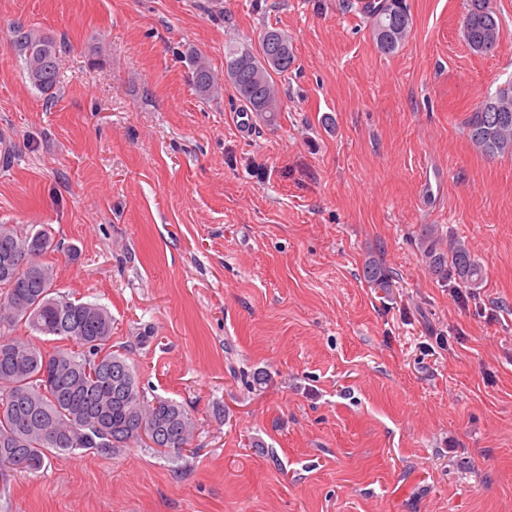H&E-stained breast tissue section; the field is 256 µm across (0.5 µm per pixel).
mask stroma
Returning <instances> with one entry per match:
<instances>
[{
    "instance_id": "35a3bbf8",
    "label": "stroma",
    "mask_w": 512,
    "mask_h": 512,
    "mask_svg": "<svg viewBox=\"0 0 512 512\" xmlns=\"http://www.w3.org/2000/svg\"><path fill=\"white\" fill-rule=\"evenodd\" d=\"M408 2L386 55L357 0H0V224L51 233L58 291L105 306L147 395L197 425L178 453L11 472L0 512H512V156L464 126L512 81V0L490 55L466 0ZM15 22L62 44L54 102ZM266 27L295 66L242 136L184 56L223 73ZM430 224L483 267L463 301L425 263ZM363 276L368 283L379 288L389 287L393 278L392 272L376 260H368L365 263Z\"/></svg>"
}]
</instances>
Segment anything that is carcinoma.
<instances>
[{
	"label": "carcinoma",
	"instance_id": "cac0c4a2",
	"mask_svg": "<svg viewBox=\"0 0 512 512\" xmlns=\"http://www.w3.org/2000/svg\"><path fill=\"white\" fill-rule=\"evenodd\" d=\"M372 37L384 53L396 51L410 36L412 17L406 0H375L367 10ZM500 20L490 0H467L463 37L478 54L499 45ZM283 50L282 61L269 59L266 43ZM11 45L23 62L29 83L44 99H55L59 85L61 43L34 26L13 27ZM291 40L266 28L258 48L243 46L225 56V74L236 96L264 122H276L280 95L273 75L292 69ZM193 84L202 97L218 93V77L205 57L190 56ZM467 135L481 154L512 156V81L479 102L465 121ZM439 229L427 227L420 239L428 268L437 279H453L474 288L481 268L465 242L441 247ZM53 242L42 228L27 232L0 224V260L11 254L17 262L0 274V477L8 469L36 473L48 455L94 450L108 454L144 442L141 425L152 422L163 433L157 448L180 452L191 442L195 423L176 401H148L136 371L112 349V316L95 302H75L58 294L54 268L41 260ZM364 279L379 288L390 286L392 272L376 260L363 268ZM19 324L43 335L73 343L47 354L11 330Z\"/></svg>",
	"mask_w": 512,
	"mask_h": 512
}]
</instances>
